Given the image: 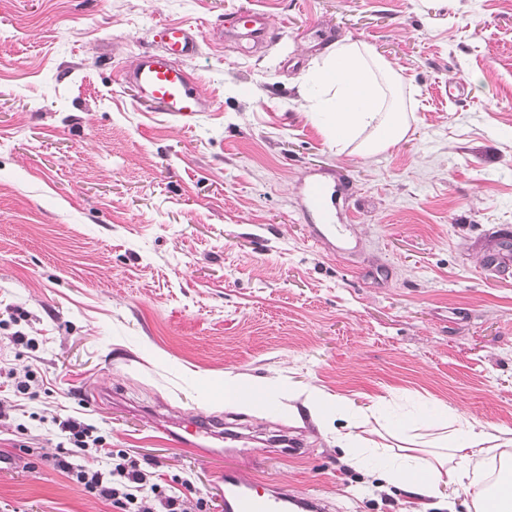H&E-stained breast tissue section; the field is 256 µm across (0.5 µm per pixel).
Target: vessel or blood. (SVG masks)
<instances>
[{
    "label": "vessel or blood",
    "mask_w": 512,
    "mask_h": 512,
    "mask_svg": "<svg viewBox=\"0 0 512 512\" xmlns=\"http://www.w3.org/2000/svg\"><path fill=\"white\" fill-rule=\"evenodd\" d=\"M242 29L241 36L249 41L263 38L269 33L265 13L246 9L237 16ZM157 36L161 51L140 53L123 74L140 97L154 103L160 111L175 116H187L207 111L209 100L203 95L197 82L182 67V60L194 56L202 37L201 31L177 23L161 24ZM336 189L328 181L314 178L304 186L307 209L326 224L333 221ZM212 425L208 419L198 418L185 425H177L171 431L173 442L182 448L201 447L210 436ZM322 512L320 499L300 498L280 489L244 478L238 470L224 471V512Z\"/></svg>",
    "instance_id": "1"
}]
</instances>
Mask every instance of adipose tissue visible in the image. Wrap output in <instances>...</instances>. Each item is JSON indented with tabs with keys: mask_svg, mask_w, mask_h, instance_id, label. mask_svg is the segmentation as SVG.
<instances>
[{
	"mask_svg": "<svg viewBox=\"0 0 512 512\" xmlns=\"http://www.w3.org/2000/svg\"><path fill=\"white\" fill-rule=\"evenodd\" d=\"M311 83L316 95L307 96V109L323 118L331 141L342 145L358 140L364 156L381 153L400 142L408 131L401 102H386L385 90L397 83L388 64L363 45L339 41L317 66ZM303 406L322 433L334 436L352 466L379 474L388 485L428 498H441L449 487H460L472 496L475 512H512V437L494 434L465 419L449 420L446 411L432 410L430 420L444 429L440 437L450 458L426 459L415 454L385 456L363 447L354 429L360 407L341 397L312 388L304 393ZM345 421L338 429L336 421ZM499 462L508 476L487 485L485 469Z\"/></svg>",
	"mask_w": 512,
	"mask_h": 512,
	"instance_id": "1",
	"label": "adipose tissue"
}]
</instances>
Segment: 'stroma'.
Returning <instances> with one entry per match:
<instances>
[{
	"mask_svg": "<svg viewBox=\"0 0 512 512\" xmlns=\"http://www.w3.org/2000/svg\"><path fill=\"white\" fill-rule=\"evenodd\" d=\"M266 12V42L237 11ZM199 27L186 63L214 106L176 119L122 73L159 24ZM398 73L406 137L366 157L300 104L331 45ZM462 82L449 96V81ZM339 184L340 231L303 208L309 174ZM0 368L32 370L0 450V512H114L48 459L54 417L92 425L166 495L224 512V470L329 512H415L379 490L289 392L384 401L436 451L426 413L512 431V0H0ZM276 390L267 414L224 381ZM218 421L212 450L160 431Z\"/></svg>",
	"mask_w": 512,
	"mask_h": 512,
	"instance_id": "obj_1",
	"label": "stroma"
}]
</instances>
